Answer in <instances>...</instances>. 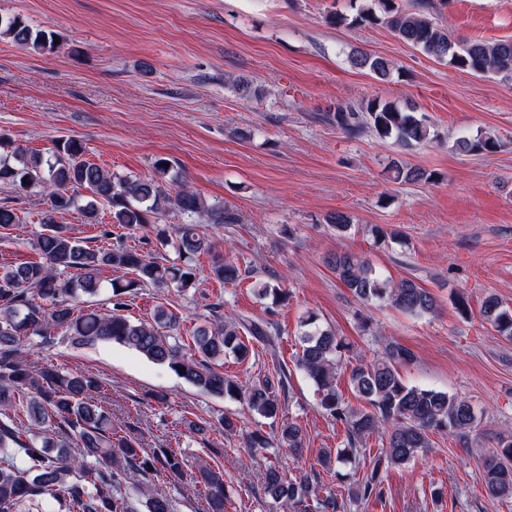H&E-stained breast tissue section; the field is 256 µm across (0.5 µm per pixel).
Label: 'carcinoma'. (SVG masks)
Here are the masks:
<instances>
[{
    "mask_svg": "<svg viewBox=\"0 0 512 512\" xmlns=\"http://www.w3.org/2000/svg\"><path fill=\"white\" fill-rule=\"evenodd\" d=\"M329 22L345 26L385 23L398 39L455 69L512 77V40L456 41L422 14L400 9L397 0H365L353 16L336 13ZM0 34L42 53L55 49L52 33L18 16H0ZM350 63L380 79L389 78L393 70L389 60L366 52L352 55ZM327 120L349 135L369 130L402 148L437 137L425 115L391 101L372 99L359 108L339 106ZM454 146L460 153H496L504 143L497 134L480 131L456 138ZM84 152L83 144L69 137L58 141L52 160L27 157L16 150L0 157V184L20 190L39 186L50 199L43 232L33 244L38 260L0 265V512H34L45 495L62 502L66 512H134L122 492L131 471L162 470L179 477L187 467L181 450L148 452L138 438L112 423V397L97 375L29 362L22 351L25 341L32 336L45 338L55 329L81 345L119 344L167 367L203 393L242 402L252 414L275 424L272 435L248 434L250 448L276 445L298 452L303 447L300 426L279 419L281 395L288 384L286 371L243 384L219 370L227 356L241 362L249 357L242 332L272 343L278 330L270 322L246 325L216 318L196 329L194 353L189 354L177 336L178 316L173 312L158 306L149 321H133L124 314L127 304L122 296L142 286L173 285L183 291L195 287L196 270L186 260L212 252L211 242L198 225L181 224L172 232L155 227L159 243L172 245L183 259L180 264H167L123 244L91 248L54 217L76 207V188L90 193V200L80 208L87 221L96 220L97 203L105 201L111 207L112 223L127 229L151 224L156 216L171 210L188 217L203 216L210 224H235V215L221 203H206L185 186L171 174L173 167L164 166L168 162L164 157L153 163V175L131 178L85 159ZM389 171L397 183L434 179L433 174L399 159L390 160ZM327 264L361 303H384L416 317L437 309L434 294L415 280L389 281L356 255L336 253ZM107 268L128 271L135 278L111 280L114 303L109 312H81L78 302L99 292L101 271ZM211 271L225 284L242 277L236 261L226 258L215 260ZM256 292L276 303L288 300V291L269 281L260 282ZM480 316L500 336L512 340V308L497 296L483 300ZM302 327L305 331L295 366L314 385L320 408L346 429L345 446L323 449L317 465L329 472L366 454L363 444L370 436L378 434L386 441V448L371 457L367 472L353 484L352 500L381 497L390 469L426 454L435 431H450L469 444L476 421L472 403L446 391L407 384L399 367L414 360L410 349L388 341L373 362L351 369L350 384L366 403L357 410L337 388L344 349L341 339L332 329L319 326L314 314L302 321ZM496 442L495 449L481 458L482 483L490 498L508 500L512 499V435H500ZM195 478L204 488L206 512H226L224 475L200 467ZM319 479L320 473L314 470L290 478L270 466L264 473L263 492L284 509L345 512V502L333 491L321 495ZM144 496L147 512H174L167 495L146 492Z\"/></svg>",
    "mask_w": 512,
    "mask_h": 512,
    "instance_id": "obj_1",
    "label": "carcinoma"
}]
</instances>
